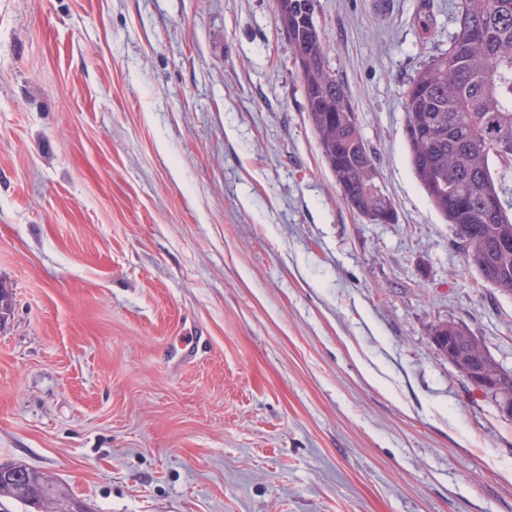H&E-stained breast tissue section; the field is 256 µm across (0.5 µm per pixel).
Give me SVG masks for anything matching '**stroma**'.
<instances>
[{"label":"stroma","mask_w":512,"mask_h":512,"mask_svg":"<svg viewBox=\"0 0 512 512\" xmlns=\"http://www.w3.org/2000/svg\"><path fill=\"white\" fill-rule=\"evenodd\" d=\"M458 3L319 0L396 209L372 224L275 0H0V459L92 512H512V419L428 335L512 372V295L403 136ZM429 336L437 340L436 349L468 382L478 373L492 375L500 368L478 337L461 324L438 321L431 326Z\"/></svg>","instance_id":"obj_1"}]
</instances>
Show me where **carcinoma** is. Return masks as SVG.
<instances>
[{
    "mask_svg": "<svg viewBox=\"0 0 512 512\" xmlns=\"http://www.w3.org/2000/svg\"><path fill=\"white\" fill-rule=\"evenodd\" d=\"M302 81L307 116L341 201L377 224L396 221L377 181V168L357 113L327 62L325 32L315 21L317 0H275ZM411 164L431 205L452 228L465 263L482 281L512 295V218L509 188L490 163L512 140V0H462L448 49L431 55L404 92V128ZM437 350L469 380L499 365L466 327L439 321L429 330ZM0 471V498L24 512H52L54 486L33 500L27 487L44 474L9 461ZM20 478H15V474Z\"/></svg>",
    "mask_w": 512,
    "mask_h": 512,
    "instance_id": "1",
    "label": "carcinoma"
}]
</instances>
